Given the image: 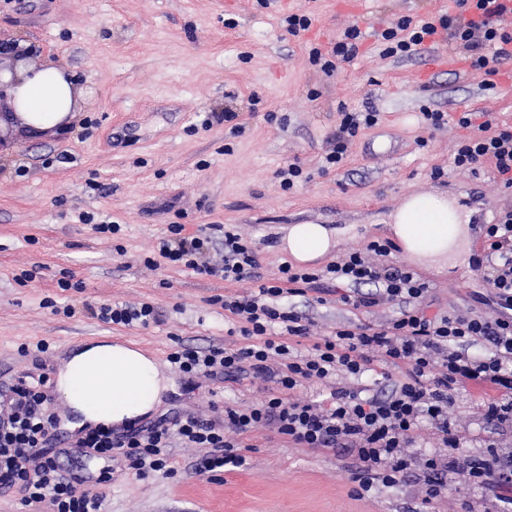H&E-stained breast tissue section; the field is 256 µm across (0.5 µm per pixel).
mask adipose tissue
<instances>
[{
	"instance_id": "1",
	"label": "adipose tissue",
	"mask_w": 512,
	"mask_h": 512,
	"mask_svg": "<svg viewBox=\"0 0 512 512\" xmlns=\"http://www.w3.org/2000/svg\"><path fill=\"white\" fill-rule=\"evenodd\" d=\"M0 90L13 121L33 135L67 123L86 103L82 85L66 67L38 60L0 71ZM467 221L457 199L438 191L406 194L386 218L412 260L439 268L456 265L465 254ZM338 244L325 225L293 224L281 250L312 263ZM169 386L156 359L123 344L84 346L61 362L55 377V388L79 427L133 422L153 410Z\"/></svg>"
}]
</instances>
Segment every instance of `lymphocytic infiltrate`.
<instances>
[{
	"label": "lymphocytic infiltrate",
	"instance_id": "1",
	"mask_svg": "<svg viewBox=\"0 0 512 512\" xmlns=\"http://www.w3.org/2000/svg\"><path fill=\"white\" fill-rule=\"evenodd\" d=\"M454 2L455 12L418 25L404 16L384 29L383 55L412 57L422 53L425 42L442 38L472 70L495 74L496 63L512 58V32L499 25V5L496 0ZM362 38L360 28L349 25L330 52L311 49L310 61L332 74L338 63L358 57ZM377 123L378 113L372 108L343 113L328 140L327 165H340L360 128ZM457 123L469 134L457 145L455 167L474 172L492 161L502 187L511 190L512 128H494L492 120L477 121L472 112L462 114ZM212 239L207 232L185 236L182 225L173 224L159 244V255L198 275L232 284L253 282L250 295L230 296L222 302L247 344L237 349L184 348L171 352L169 362L191 378L259 379L270 383L269 392L248 410L225 408L220 418L180 410L174 417L123 430L99 425L61 448L52 434L59 418L51 407L48 372L20 373L12 382H0L1 490L20 487L24 505L45 503L51 512H102L104 488L111 485L116 465L140 476L164 470L177 439L185 447L203 449L204 471L239 468L245 463L239 452L241 436L268 428L300 448L352 451L359 463L352 476L355 492L364 496L400 483L413 464L407 450L423 434L435 435L442 448L457 449L459 438L449 410L455 390L467 382L495 386L497 394L486 400L483 419L490 427L512 428V207L484 231L487 264L482 280L499 307L492 320L472 313L428 314V284L392 260L394 246L388 241H370L365 251L350 252L316 273L284 265L278 278L267 281L237 231H225L224 253L218 260L206 256ZM336 283L348 287L339 297L344 305L368 313L392 303L399 308L398 316L376 328L366 324L337 328L319 338L309 354H295L289 337L308 335L309 328L302 315L284 305V298L326 294ZM365 284L371 285V292H362ZM95 315L105 323L144 328L162 321L156 307L147 302L103 304ZM476 342L485 344L488 356L469 355L468 345ZM377 370L392 381L387 392L370 395L339 387L333 389L326 407L295 395L305 382H324L340 372L360 376ZM395 370L400 373L396 380L391 377ZM75 455L99 461L98 472L70 474L62 462ZM422 473L427 500L440 499L449 480L461 478L507 491L503 503L512 506V456H500L495 449L462 460L452 455L444 464L433 454L425 459Z\"/></svg>",
	"mask_w": 512,
	"mask_h": 512
}]
</instances>
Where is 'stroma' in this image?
Segmentation results:
<instances>
[{
	"mask_svg": "<svg viewBox=\"0 0 512 512\" xmlns=\"http://www.w3.org/2000/svg\"><path fill=\"white\" fill-rule=\"evenodd\" d=\"M448 0H0V43L21 42L38 60L67 67L88 92L81 112L62 130L17 133L0 149V373L34 369L35 355L21 345L44 340L49 367L75 346L121 342L166 363L178 345L236 348L217 296H246L250 283L225 284L160 262L156 245L173 224L184 235L210 224H233L256 253L259 273L278 277L287 257L280 249L292 224L339 230L333 258L389 237L383 215L411 192L442 190L461 196L472 212L471 236L480 238L496 211L512 205L491 163L478 172L455 168L454 151L465 131L461 112H487L512 126V61L488 77L435 66L452 47L432 55L381 56L374 34L399 17L446 12ZM310 16V29L293 36L283 16ZM358 25L365 52L324 74L309 61L342 29ZM374 106L376 126L360 130L347 158L326 168V141L342 112ZM449 113L431 129L422 107ZM297 164L293 189L278 170ZM93 223H80V214ZM101 221L119 224L101 233ZM475 253L439 271L415 265L428 283L430 313L497 315L477 270ZM35 271L22 284V271ZM68 275L70 289L59 288ZM148 302L164 321L147 328L108 324L90 314L104 303ZM71 304L74 317L55 315ZM309 320L310 333L294 336L298 353L341 325L380 326L397 308L364 313L328 295L290 298ZM172 386L157 407L200 408L220 417L225 407L245 409L262 398L264 383L197 379L171 373ZM482 400L470 385L454 393L450 417L461 456L483 454ZM243 467L215 477L200 471L201 450L175 445L174 476L141 478L128 472L106 490L104 512H419L425 484L420 460L437 449L435 438L411 449L415 464L403 482L358 498L350 480L354 457L345 449L313 451L261 430L246 438ZM487 489L450 484L435 512H496Z\"/></svg>",
	"mask_w": 512,
	"mask_h": 512,
	"instance_id": "1",
	"label": "stroma"
}]
</instances>
